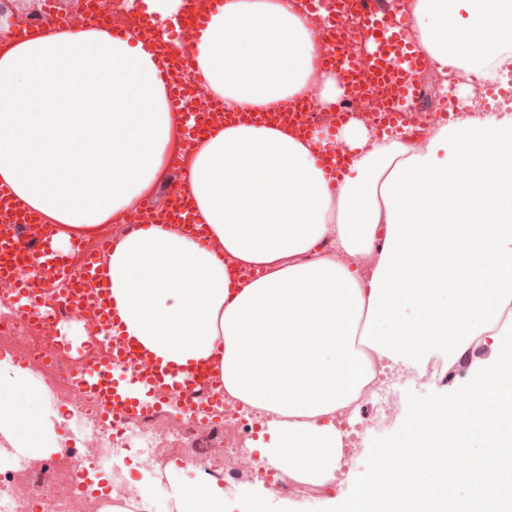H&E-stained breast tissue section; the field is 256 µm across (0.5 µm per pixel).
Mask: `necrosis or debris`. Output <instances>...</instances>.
Returning <instances> with one entry per match:
<instances>
[{"label": "necrosis or debris", "instance_id": "4bbe7bcc", "mask_svg": "<svg viewBox=\"0 0 512 512\" xmlns=\"http://www.w3.org/2000/svg\"><path fill=\"white\" fill-rule=\"evenodd\" d=\"M54 347V341L34 337L29 323L0 318V352L18 362H36L37 379L46 394L66 407L69 417L75 418L85 432L80 449L49 459L27 460L0 470V512H35L39 507L44 512H108L115 506L126 508L127 512H147L139 503L133 483L118 473L102 492L79 494L75 491L74 474H88L90 468L109 460L119 449L130 447L136 448L140 465L158 475L177 460L209 480L234 477L262 482L273 496L307 495L306 486L286 485L271 477L260 459L247 451L246 441L255 428L266 421L265 413L244 407L233 398H224L218 414L224 430L223 461H216L211 455H187L180 443L201 431V424L181 422L157 411L119 428L106 425L95 400L79 392L72 381L75 358L62 354L47 360V353ZM447 379L448 362L440 357L430 358L418 369L380 362L374 379L362 393L363 401L370 403L374 410L370 422H356L350 406L337 409L332 416L342 435L345 466L360 455L368 429L383 428L397 415L400 388L405 382L440 384ZM345 466L337 471V482L345 481Z\"/></svg>", "mask_w": 512, "mask_h": 512}]
</instances>
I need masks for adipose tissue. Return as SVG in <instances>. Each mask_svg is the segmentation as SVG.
<instances>
[{"label": "adipose tissue", "mask_w": 512, "mask_h": 512, "mask_svg": "<svg viewBox=\"0 0 512 512\" xmlns=\"http://www.w3.org/2000/svg\"><path fill=\"white\" fill-rule=\"evenodd\" d=\"M411 41L461 118L376 136L359 118L330 136L232 124L202 137L183 190L216 242L181 227L118 236L102 259L125 333L176 367L213 363L225 391L269 414L261 461L324 487L342 457L329 417L358 402L377 360L417 367L512 335V111L473 113L475 82L512 73V0H407ZM228 112L296 99L333 111L298 0H224L186 43ZM155 41L75 24L0 43V184L55 225V252L133 216L168 178L187 125L172 112ZM40 94V112L23 105ZM351 163L329 180L316 154ZM371 259L368 269L355 257ZM34 377L0 358V438L12 457L58 453L62 417L22 399ZM176 512H224L222 487L175 491Z\"/></svg>", "instance_id": "1"}]
</instances>
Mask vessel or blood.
Listing matches in <instances>:
<instances>
[{
    "label": "vessel or blood",
    "mask_w": 512,
    "mask_h": 512,
    "mask_svg": "<svg viewBox=\"0 0 512 512\" xmlns=\"http://www.w3.org/2000/svg\"><path fill=\"white\" fill-rule=\"evenodd\" d=\"M350 23L356 24L365 43L372 49L360 58L339 67L346 83L364 77L365 90L383 88L377 122L381 131L409 125L418 98L415 75L425 59L405 40L408 18L388 17L381 0H351ZM166 63L160 72L171 91L175 111L189 112L195 130L228 120L229 115L211 101L191 109L190 101L201 88V81L190 70L185 54L165 45ZM312 114L309 105H286L271 113L273 121L306 129ZM162 209H150L129 220L128 231L147 224L189 223L191 212L180 188L167 190ZM56 233L53 225L40 220L16 199L10 189L0 186V293L14 298L15 315L32 324L54 318L57 310H91L93 335L100 352L81 363L73 379L77 386L100 406L105 422L124 424L166 408L170 399L182 404V416L210 422L215 407L224 396V384L203 366L178 369L142 351L124 336L112 311L110 292L101 274L97 253L86 254L80 268H70L51 248ZM55 286L54 296H44L47 286Z\"/></svg>",
    "instance_id": "1"
}]
</instances>
